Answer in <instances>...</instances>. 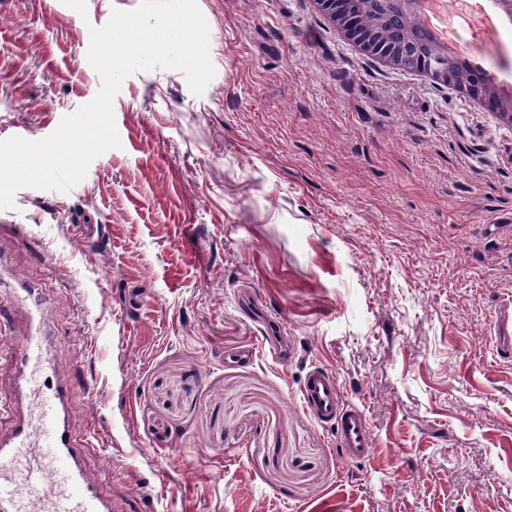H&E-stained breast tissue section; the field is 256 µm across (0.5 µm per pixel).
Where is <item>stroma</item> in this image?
<instances>
[{
    "label": "stroma",
    "instance_id": "obj_1",
    "mask_svg": "<svg viewBox=\"0 0 512 512\" xmlns=\"http://www.w3.org/2000/svg\"><path fill=\"white\" fill-rule=\"evenodd\" d=\"M139 3L0 0V140L48 137L89 103L90 30ZM197 4L204 92L176 69L129 75L120 148L0 209L25 230L0 252L44 290L87 477L117 512H512V358L493 339L512 130L381 70L307 0ZM431 16L512 67L480 0ZM315 367L363 409L368 460L304 409Z\"/></svg>",
    "mask_w": 512,
    "mask_h": 512
}]
</instances>
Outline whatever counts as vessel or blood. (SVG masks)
Wrapping results in <instances>:
<instances>
[{"label": "vessel or blood", "instance_id": "b4317fda", "mask_svg": "<svg viewBox=\"0 0 512 512\" xmlns=\"http://www.w3.org/2000/svg\"><path fill=\"white\" fill-rule=\"evenodd\" d=\"M7 305L24 330L5 348L14 373V395L9 405L0 404V413L11 420L9 433H0V512H110L108 500L86 478L84 449L69 427L71 386L47 355L43 291L27 284L9 289ZM494 334L498 352L511 358V312L499 311ZM301 400L318 422L335 424L348 458L370 456L373 438L366 416L342 399L334 374L311 369Z\"/></svg>", "mask_w": 512, "mask_h": 512}]
</instances>
